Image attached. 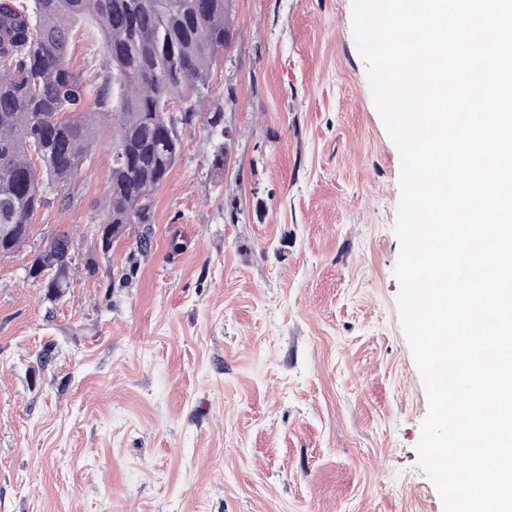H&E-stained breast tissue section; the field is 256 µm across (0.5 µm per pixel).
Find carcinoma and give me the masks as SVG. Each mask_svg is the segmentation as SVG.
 I'll list each match as a JSON object with an SVG mask.
<instances>
[{"label":"carcinoma","instance_id":"carcinoma-1","mask_svg":"<svg viewBox=\"0 0 512 512\" xmlns=\"http://www.w3.org/2000/svg\"><path fill=\"white\" fill-rule=\"evenodd\" d=\"M93 18L112 68L100 77L95 112L68 66L71 28ZM224 0H0V254L30 237L47 193L77 178L96 132L112 127L126 158L111 163L108 220L99 250L128 224L151 223L149 198L180 155L165 101L188 111L210 94L211 68L228 40ZM73 244L53 234L27 266L45 295L72 287Z\"/></svg>","mask_w":512,"mask_h":512}]
</instances>
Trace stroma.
Segmentation results:
<instances>
[{
	"instance_id": "stroma-1",
	"label": "stroma",
	"mask_w": 512,
	"mask_h": 512,
	"mask_svg": "<svg viewBox=\"0 0 512 512\" xmlns=\"http://www.w3.org/2000/svg\"><path fill=\"white\" fill-rule=\"evenodd\" d=\"M207 112L149 227L101 253L112 134L0 257V512H443L394 268L401 157L352 0H228ZM87 92L108 61L73 30ZM70 232L74 285L24 269ZM152 241L134 255L142 230Z\"/></svg>"
}]
</instances>
